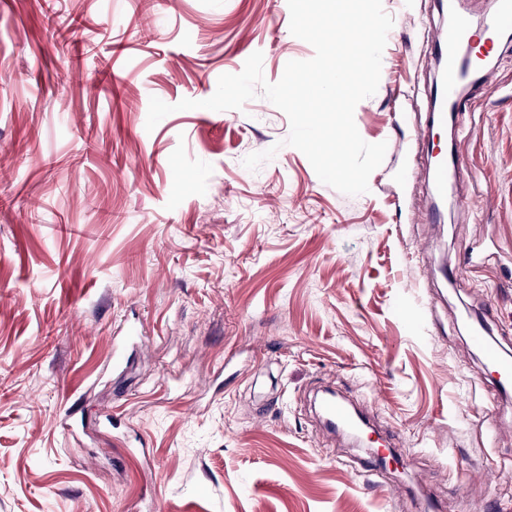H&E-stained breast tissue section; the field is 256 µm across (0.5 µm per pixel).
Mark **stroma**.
I'll return each instance as SVG.
<instances>
[{"label": "stroma", "instance_id": "35a3bbf8", "mask_svg": "<svg viewBox=\"0 0 512 512\" xmlns=\"http://www.w3.org/2000/svg\"><path fill=\"white\" fill-rule=\"evenodd\" d=\"M393 20L354 121L387 143L367 193L324 184L264 97L201 108L254 52L311 59L287 0H65L112 32V71L68 63L45 0H0V512H417L315 422L331 386L399 433L442 512H512V393L467 349L478 313L512 355V42L427 122L437 0ZM174 110L147 129L149 101ZM274 149L249 170L246 156ZM468 159L441 224L436 152ZM130 326L145 342L113 368ZM84 423L65 431L64 408ZM431 188L433 196L431 208L419 211L417 214L422 224H437L441 221L440 212L433 209V204H444L448 201V159H443L432 166Z\"/></svg>", "mask_w": 512, "mask_h": 512}]
</instances>
